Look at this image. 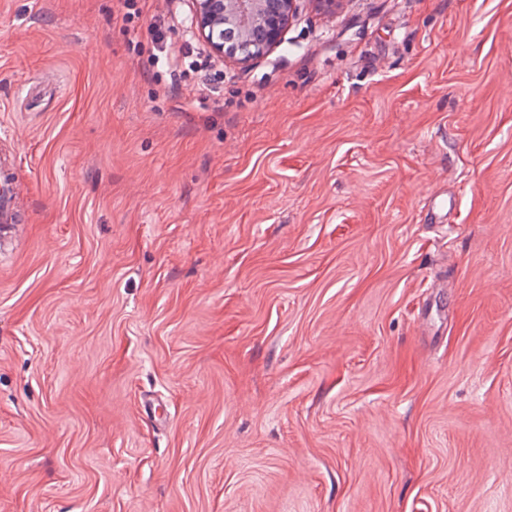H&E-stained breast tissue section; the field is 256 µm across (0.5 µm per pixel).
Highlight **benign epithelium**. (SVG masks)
Instances as JSON below:
<instances>
[{
  "mask_svg": "<svg viewBox=\"0 0 512 512\" xmlns=\"http://www.w3.org/2000/svg\"><path fill=\"white\" fill-rule=\"evenodd\" d=\"M304 0H191V31L222 59L247 66L274 53Z\"/></svg>",
  "mask_w": 512,
  "mask_h": 512,
  "instance_id": "1",
  "label": "benign epithelium"
}]
</instances>
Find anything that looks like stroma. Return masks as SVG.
Instances as JSON below:
<instances>
[{
  "mask_svg": "<svg viewBox=\"0 0 512 512\" xmlns=\"http://www.w3.org/2000/svg\"><path fill=\"white\" fill-rule=\"evenodd\" d=\"M115 8L0 0V512H512V0L200 44L183 106ZM17 140L15 130L9 127L0 128V239H8L16 224L22 221L21 211L18 209L12 194L16 178L15 156L3 150L5 143L12 144Z\"/></svg>",
  "mask_w": 512,
  "mask_h": 512,
  "instance_id": "stroma-1",
  "label": "stroma"
}]
</instances>
